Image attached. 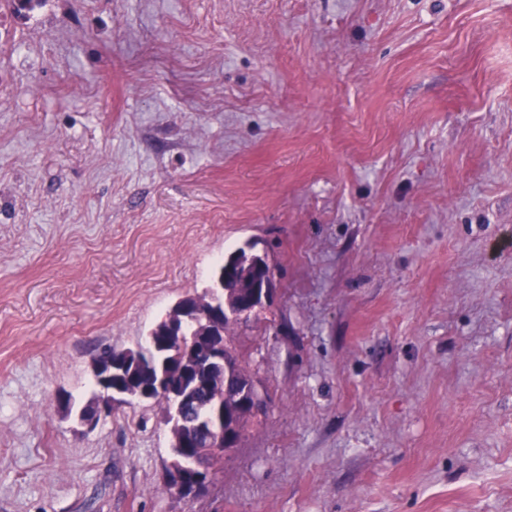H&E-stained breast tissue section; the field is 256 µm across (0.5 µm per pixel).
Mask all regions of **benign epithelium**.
<instances>
[{
	"instance_id": "benign-epithelium-1",
	"label": "benign epithelium",
	"mask_w": 512,
	"mask_h": 512,
	"mask_svg": "<svg viewBox=\"0 0 512 512\" xmlns=\"http://www.w3.org/2000/svg\"><path fill=\"white\" fill-rule=\"evenodd\" d=\"M214 296L211 300L209 313L210 323L219 324L224 315V280H218ZM274 293V277L267 274L254 276L250 292L245 296L238 308L239 317L246 318L253 309L266 305ZM199 316L195 297L188 295L181 300L179 314L167 323L166 335L180 334L184 323ZM191 360L206 374L205 385L212 394L209 411L206 416L186 423L182 419L185 410L191 406V392L194 385H185L178 382L167 370L165 360L157 361L159 354L155 344L142 341L136 348L117 349L112 359L107 363L96 362L93 367V376L99 382V397L92 408L84 410L76 408L70 403L62 402L68 412L76 413L78 420L92 428L99 421L112 415V404L123 402H146L153 399V392L169 397V410L166 423L170 431V460L166 466L165 484L172 488L173 494L178 498H190L202 491L212 480L211 460L206 448L224 444L232 440L224 428V393L221 384L235 377L231 366L224 361V352L220 346L213 345V336L203 334L196 345L188 348ZM137 360H147L149 365L156 368V381L154 388L126 389L117 383L109 385V379L123 375L130 357Z\"/></svg>"
}]
</instances>
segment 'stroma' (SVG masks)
I'll list each match as a JSON object with an SVG mask.
<instances>
[{
  "label": "stroma",
  "instance_id": "1",
  "mask_svg": "<svg viewBox=\"0 0 512 512\" xmlns=\"http://www.w3.org/2000/svg\"><path fill=\"white\" fill-rule=\"evenodd\" d=\"M250 240L271 402L179 502L58 397ZM0 512H512V0L0 6ZM250 292L245 296L238 308L239 317L246 318L254 308L265 306L274 293V277L270 274L258 276L256 272Z\"/></svg>",
  "mask_w": 512,
  "mask_h": 512
}]
</instances>
